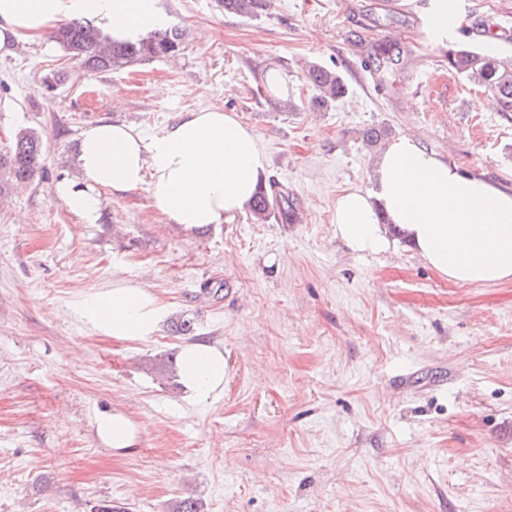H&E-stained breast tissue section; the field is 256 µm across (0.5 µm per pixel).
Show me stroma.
Segmentation results:
<instances>
[{
	"label": "stroma",
	"mask_w": 512,
	"mask_h": 512,
	"mask_svg": "<svg viewBox=\"0 0 512 512\" xmlns=\"http://www.w3.org/2000/svg\"><path fill=\"white\" fill-rule=\"evenodd\" d=\"M427 0H275L245 19L215 0H165L186 32L173 59L87 75L50 37L0 56V152L42 141L26 184L0 192V512H512V281L460 287L406 248L350 251L337 195L369 188L361 131H407L462 172L512 190V112L448 70L419 18ZM471 43L512 55V0H456ZM347 95L310 105L302 66ZM58 75L55 90L45 77ZM274 76V95L252 90ZM304 100L284 112L280 98ZM236 113L300 215L186 229L148 188L104 191L96 223L55 197L76 180L81 131L161 133L182 113ZM155 293L224 354V391L196 399L157 364L184 339L135 341L74 313L112 283ZM142 428L113 453L91 426ZM99 442L115 452H127L138 442L139 425L121 411L98 413L92 422Z\"/></svg>",
	"instance_id": "35a3bbf8"
}]
</instances>
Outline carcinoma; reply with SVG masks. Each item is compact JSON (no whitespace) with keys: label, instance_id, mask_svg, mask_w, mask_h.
I'll use <instances>...</instances> for the list:
<instances>
[{"label":"carcinoma","instance_id":"obj_1","mask_svg":"<svg viewBox=\"0 0 512 512\" xmlns=\"http://www.w3.org/2000/svg\"><path fill=\"white\" fill-rule=\"evenodd\" d=\"M217 6L228 14L242 18L258 19L271 8L272 0H216ZM52 38L88 72L117 71L146 60L167 59L182 50L185 33L178 28H166L137 40L115 42L93 22L74 18L52 32ZM448 70L469 83L492 93L503 111L512 112V58L487 54L462 43H448L446 49ZM305 82L312 90L311 104L328 108L347 94V83L342 74L317 62L309 64ZM42 144L34 131L17 134L9 149L0 154V187L9 183H26L40 167ZM249 210L259 223L280 212L284 219H296L295 211L285 192L270 186L260 187L254 195ZM195 319L179 314L170 321V331L175 336H191Z\"/></svg>","mask_w":512,"mask_h":512}]
</instances>
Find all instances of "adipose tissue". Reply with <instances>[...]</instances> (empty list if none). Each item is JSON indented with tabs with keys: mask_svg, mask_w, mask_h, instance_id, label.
<instances>
[{
	"mask_svg": "<svg viewBox=\"0 0 512 512\" xmlns=\"http://www.w3.org/2000/svg\"><path fill=\"white\" fill-rule=\"evenodd\" d=\"M72 16L95 19L116 40H134L164 27L162 0H0V49L50 31ZM83 186L63 181L56 196L84 223H95L104 190L149 186L156 207L187 229L232 220L268 172L252 129L220 108L188 112L153 136L125 124L83 129L76 158ZM373 190L356 186L336 197V236L358 253L383 254L406 243L427 266L458 286L512 280V192L464 175L428 149L419 135L388 141L373 164ZM79 318L116 339L149 336L164 307L149 289L118 283L88 297ZM184 385L206 400L224 388V355L215 346L181 350ZM99 442L131 450L139 425L120 411L92 422Z\"/></svg>",
	"mask_w": 512,
	"mask_h": 512,
	"instance_id": "1",
	"label": "adipose tissue"
}]
</instances>
